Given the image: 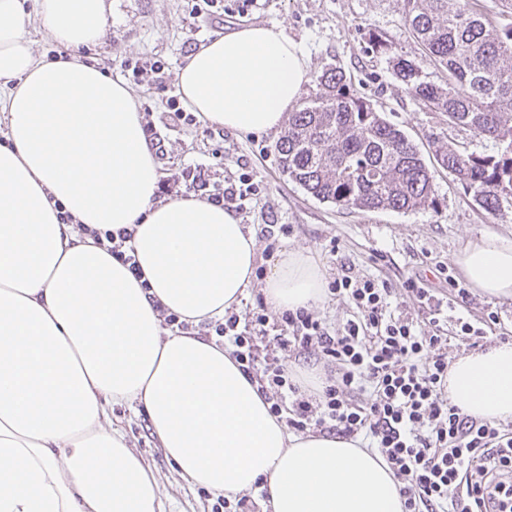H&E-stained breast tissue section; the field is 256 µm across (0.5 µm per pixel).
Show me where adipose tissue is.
I'll return each mask as SVG.
<instances>
[{
    "mask_svg": "<svg viewBox=\"0 0 512 512\" xmlns=\"http://www.w3.org/2000/svg\"><path fill=\"white\" fill-rule=\"evenodd\" d=\"M38 12L58 46L105 35V0H38ZM308 80L300 43L257 25L200 45L177 91L203 120L259 134L280 130ZM0 115V512H161L152 473L102 425L109 403L143 407L188 484L267 490L271 512H405L377 451L290 433L223 346L163 334L158 306L197 325L240 304L255 235L205 200L157 201L161 173L128 86L73 56L39 58L20 0H0ZM80 223L136 225L148 288ZM454 261L473 288L512 299V238L467 241ZM263 292L273 311L310 308L324 296L321 266L288 251ZM448 397L512 421V343L457 358Z\"/></svg>",
    "mask_w": 512,
    "mask_h": 512,
    "instance_id": "obj_1",
    "label": "adipose tissue"
}]
</instances>
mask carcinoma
<instances>
[{"mask_svg": "<svg viewBox=\"0 0 512 512\" xmlns=\"http://www.w3.org/2000/svg\"><path fill=\"white\" fill-rule=\"evenodd\" d=\"M404 25L446 73L425 80L403 58L396 73L410 96L495 142L476 154L440 144L434 158L494 218L512 209V26L500 27L482 0H403ZM321 95L288 116L276 144L282 172L312 197L345 209L433 207V174L417 146L376 111L344 74L316 75Z\"/></svg>", "mask_w": 512, "mask_h": 512, "instance_id": "cac0c4a2", "label": "carcinoma"}]
</instances>
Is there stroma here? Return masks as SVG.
Segmentation results:
<instances>
[{"label": "stroma", "mask_w": 512, "mask_h": 512, "mask_svg": "<svg viewBox=\"0 0 512 512\" xmlns=\"http://www.w3.org/2000/svg\"><path fill=\"white\" fill-rule=\"evenodd\" d=\"M192 5V0H110L112 25L103 45L79 52L83 60L124 81L139 112L149 113L165 140L166 153L158 161L162 175L190 164H213L217 152L224 156V176L248 170L260 193L241 212L242 223L256 232L268 224L289 225L277 251L310 250L328 282L347 265L355 274L387 281L395 289L420 276L443 294L447 288L439 268L454 267V256L467 240L487 233L512 238V214L492 220L443 169L434 171L432 208L407 213L343 209L313 198L288 179L275 150L277 134L230 133L216 124L205 130L177 121L171 113L170 103L178 97L177 73L192 52L215 34L263 25L285 30L301 44L312 76L327 68L345 74L418 147L426 163H433L438 142L477 154L493 152L494 142L448 125L426 102L402 90L394 70L397 59L411 61L436 83L446 74L405 28L401 0H256L249 8L241 0H223V12L210 15L194 13ZM374 35L381 36L385 49L371 48ZM126 60L162 61L168 76L156 85L137 83L122 68ZM490 309L498 311L500 323L483 341L488 348L496 345L498 334L512 332L511 299L475 291L449 311L448 319L477 324ZM103 425L121 429L129 448L151 470L165 512H211L217 494L179 477L143 409L111 405Z\"/></svg>", "instance_id": "stroma-1"}]
</instances>
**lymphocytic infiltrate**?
I'll use <instances>...</instances> for the list:
<instances>
[{
	"label": "lymphocytic infiltrate",
	"instance_id": "obj_1",
	"mask_svg": "<svg viewBox=\"0 0 512 512\" xmlns=\"http://www.w3.org/2000/svg\"><path fill=\"white\" fill-rule=\"evenodd\" d=\"M209 172L184 167L159 181L156 196L193 195L231 212L246 210L257 194L250 175L220 183L209 181ZM78 230L139 273L135 225ZM444 281L449 296L442 299L419 277L395 289L342 269L328 292L351 315L337 327L302 308L271 313L260 300L197 325L165 308L159 317L169 332L216 337L288 429L368 440L392 471L406 512H512V427L464 414L448 398L449 340H483L498 314L487 312L479 327L459 319L445 329V309L470 293L453 275ZM401 292L425 310L428 329L399 311ZM293 357L322 364L316 392L290 375Z\"/></svg>",
	"mask_w": 512,
	"mask_h": 512
}]
</instances>
